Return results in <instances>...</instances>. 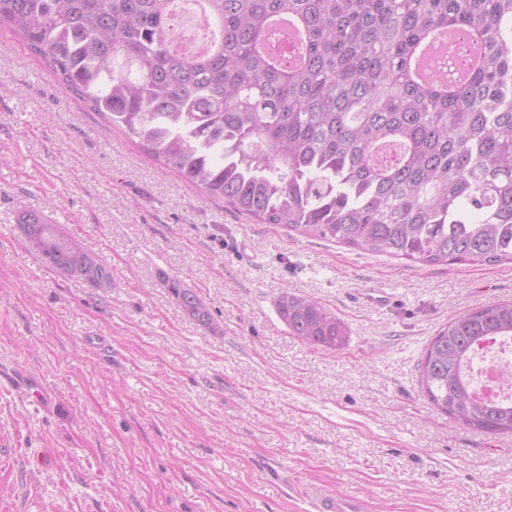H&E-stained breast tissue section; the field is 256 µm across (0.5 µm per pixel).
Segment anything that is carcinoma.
Instances as JSON below:
<instances>
[{"label":"carcinoma","instance_id":"cac0c4a2","mask_svg":"<svg viewBox=\"0 0 512 512\" xmlns=\"http://www.w3.org/2000/svg\"><path fill=\"white\" fill-rule=\"evenodd\" d=\"M169 0H0V27L43 58L63 90L212 199L259 224L426 264L512 262V0H203L209 48L169 46ZM286 18L289 39L270 26ZM475 37L466 76L453 50L413 71L423 44ZM293 54L301 64L286 69ZM42 260L109 294L112 270L35 210L18 214ZM192 322L211 308L173 278ZM288 333L325 350L350 328L291 291ZM512 338V301L457 315L418 365L428 402L457 422L512 434V401L470 373L488 339Z\"/></svg>","mask_w":512,"mask_h":512}]
</instances>
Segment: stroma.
Listing matches in <instances>:
<instances>
[{
  "label": "stroma",
  "mask_w": 512,
  "mask_h": 512,
  "mask_svg": "<svg viewBox=\"0 0 512 512\" xmlns=\"http://www.w3.org/2000/svg\"><path fill=\"white\" fill-rule=\"evenodd\" d=\"M27 209L100 253L112 292L44 263L15 221ZM286 290L342 318L348 347L290 336ZM499 300L512 263L399 259L204 197L0 29V512H314L320 491L371 512H512V436L459 424L418 384L435 332ZM166 282L170 294L189 320L211 331L219 328L209 304L199 293L191 288H185L178 279H167Z\"/></svg>",
  "instance_id": "obj_1"
}]
</instances>
